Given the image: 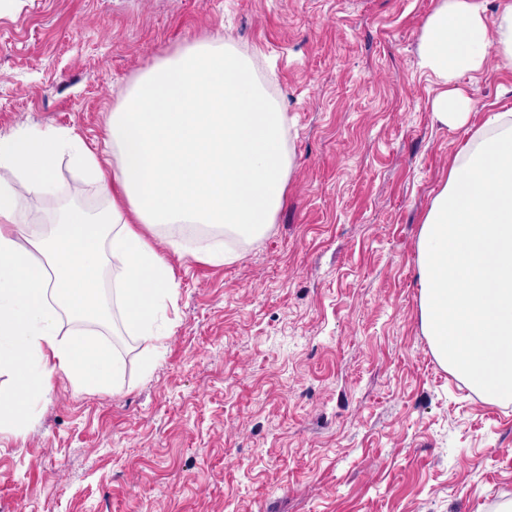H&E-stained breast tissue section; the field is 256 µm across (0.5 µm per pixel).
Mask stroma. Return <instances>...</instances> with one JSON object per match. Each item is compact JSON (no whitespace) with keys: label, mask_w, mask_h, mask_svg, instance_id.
<instances>
[{"label":"stroma","mask_w":512,"mask_h":512,"mask_svg":"<svg viewBox=\"0 0 512 512\" xmlns=\"http://www.w3.org/2000/svg\"><path fill=\"white\" fill-rule=\"evenodd\" d=\"M438 0H0V136L54 127L103 158L113 108L157 62L223 34L292 120L285 205L236 260L168 252L161 347L131 336L115 389L58 375L0 433V512H496L512 403L434 358L418 306L423 215L461 146L512 110V72L437 123L419 65ZM44 223L81 196L67 160Z\"/></svg>","instance_id":"obj_1"}]
</instances>
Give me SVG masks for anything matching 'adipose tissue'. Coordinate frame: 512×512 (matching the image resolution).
<instances>
[{"mask_svg":"<svg viewBox=\"0 0 512 512\" xmlns=\"http://www.w3.org/2000/svg\"><path fill=\"white\" fill-rule=\"evenodd\" d=\"M487 0H441L420 39L421 68L441 90L432 103L439 124L467 125L472 101L460 76L488 61L512 70V0L489 15ZM288 118L255 82L248 61L223 36L188 47L154 66L113 110L108 124L112 169L77 137L29 131L0 137V370L12 373L21 399H0V428L18 423L26 400L49 392L57 374L77 389L114 386L122 365L84 329L106 316L102 267L120 268L125 323L160 340L175 289L165 255L140 225L208 224L256 240L286 199L292 157ZM95 180L110 207L71 205L50 224L20 221L18 186L35 197L54 190L59 157ZM75 326L62 330V318Z\"/></svg>","mask_w":512,"mask_h":512,"instance_id":"adipose-tissue-1","label":"adipose tissue"}]
</instances>
